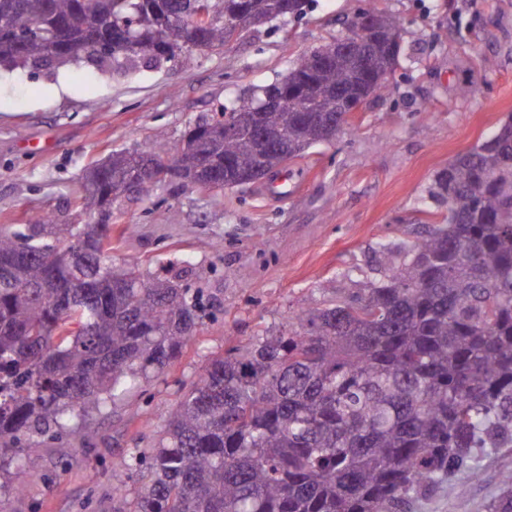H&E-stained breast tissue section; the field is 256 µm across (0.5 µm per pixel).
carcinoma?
I'll use <instances>...</instances> for the list:
<instances>
[{"mask_svg": "<svg viewBox=\"0 0 512 512\" xmlns=\"http://www.w3.org/2000/svg\"><path fill=\"white\" fill-rule=\"evenodd\" d=\"M270 22L285 0H246ZM0 0V21L18 24L9 65L48 49L46 37L76 50L119 36L130 24L145 46L170 45L167 63L189 64V29L222 46L224 19L241 0ZM382 50L401 31L386 15ZM354 47L324 64L317 53L289 61L285 77L304 88L296 102L260 113L228 132L208 121L202 151L163 144L108 157V172L85 184V224L48 214L0 234V455L16 473L47 436L84 440L98 415L124 400L148 372H160L190 339L197 296L176 281L157 288L138 264H112V180L136 178L142 162L165 159L186 172L212 159L232 176L252 166L257 128L288 139L265 163L283 166L313 146L320 129L307 111L340 115L345 94L370 75ZM141 54L117 51L128 70ZM283 79L224 104L241 117ZM428 198L448 205L444 223L411 242L379 244L381 278L363 295L330 300L289 317L296 330L260 334L244 349L211 360L158 432L154 446L130 448L112 471V501L138 485L131 512H395L433 490L486 448L512 447V118L436 173ZM509 491L488 512H512Z\"/></svg>", "mask_w": 512, "mask_h": 512, "instance_id": "cac0c4a2", "label": "carcinoma"}]
</instances>
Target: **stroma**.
I'll list each match as a JSON object with an SVG mask.
<instances>
[{
  "instance_id": "35a3bbf8",
  "label": "stroma",
  "mask_w": 512,
  "mask_h": 512,
  "mask_svg": "<svg viewBox=\"0 0 512 512\" xmlns=\"http://www.w3.org/2000/svg\"><path fill=\"white\" fill-rule=\"evenodd\" d=\"M399 15L404 53L385 90L347 115L329 144L291 160L294 186L200 190L172 179L112 207V259L136 260L149 280L179 278L213 305L162 372L96 420L69 463L45 439L23 474L0 458L8 512H112V470L146 447L215 356L293 313L356 294L377 278L379 243L414 239L447 209L427 202L435 174L512 117V0H315L301 20L255 26L241 40L129 74L87 62L0 68V230L36 212L79 224L84 173L115 150L179 146L224 102L284 74L286 62L333 40L358 7ZM478 88L464 98L461 86ZM512 471V448L449 474L403 512H487ZM23 492H15V485Z\"/></svg>"
}]
</instances>
